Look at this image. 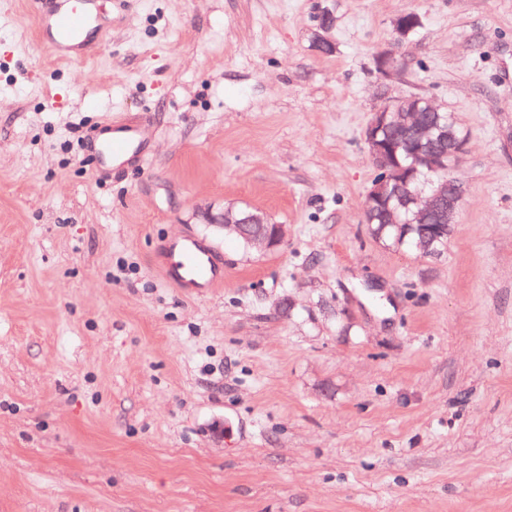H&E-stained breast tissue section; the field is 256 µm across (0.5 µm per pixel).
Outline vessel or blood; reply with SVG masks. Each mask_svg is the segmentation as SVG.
<instances>
[{
    "mask_svg": "<svg viewBox=\"0 0 512 512\" xmlns=\"http://www.w3.org/2000/svg\"><path fill=\"white\" fill-rule=\"evenodd\" d=\"M37 28L40 44L55 58L82 62L93 52L85 34L97 27L100 17L98 0H58L52 11H44L45 0H27ZM143 129L135 124L113 122L112 134L100 143L99 152L112 163L127 161L143 141ZM169 258L162 266L163 277L176 287L218 288L224 283L213 254L190 236L171 243Z\"/></svg>",
    "mask_w": 512,
    "mask_h": 512,
    "instance_id": "1",
    "label": "vessel or blood"
}]
</instances>
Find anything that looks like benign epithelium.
Wrapping results in <instances>:
<instances>
[{"label": "benign epithelium", "instance_id": "1", "mask_svg": "<svg viewBox=\"0 0 512 512\" xmlns=\"http://www.w3.org/2000/svg\"><path fill=\"white\" fill-rule=\"evenodd\" d=\"M421 25V18L415 12H407L394 21V31L401 40ZM335 26V18L331 14H320L313 25V47L316 51L329 55L335 51L331 32ZM399 59L391 52H380L375 57V67L383 75L398 69ZM439 108L423 96H410L396 101H385L372 113L364 130V141L370 158L377 171L366 200L364 209L370 211L377 207L386 210L392 217L395 210L389 207L390 201L396 198L409 201L416 205V218L419 223L427 225V232L442 230V225L457 223L462 201L461 184L447 174V165L441 162L443 153L435 148L440 139L448 141V156L459 160L464 153L466 138L462 135L458 122L452 121L448 127L441 128L425 118L429 112H437ZM404 128L412 129L421 152L416 154V163L404 167L396 156L394 138ZM423 166L438 176L436 187L432 192L410 194L406 192L409 182L416 179L418 167ZM221 224L224 231L231 234H244L246 224H266L268 218L261 212L243 213L232 207L212 220ZM284 228L281 224L273 225V237L269 238L260 231L248 235L252 246L258 251H267L281 244Z\"/></svg>", "mask_w": 512, "mask_h": 512}]
</instances>
